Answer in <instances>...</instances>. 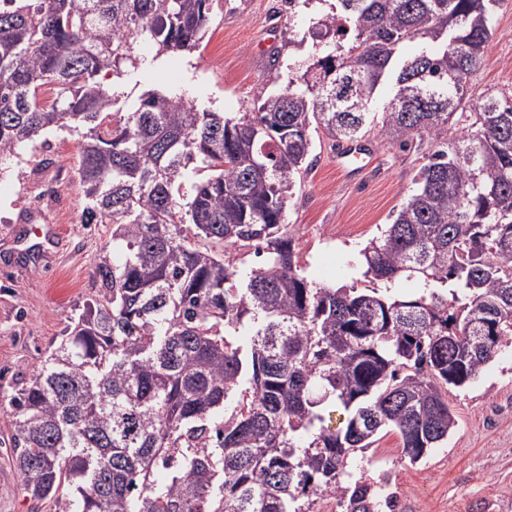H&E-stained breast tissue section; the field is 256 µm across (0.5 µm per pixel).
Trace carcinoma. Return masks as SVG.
I'll return each mask as SVG.
<instances>
[{
    "label": "carcinoma",
    "instance_id": "carcinoma-1",
    "mask_svg": "<svg viewBox=\"0 0 512 512\" xmlns=\"http://www.w3.org/2000/svg\"><path fill=\"white\" fill-rule=\"evenodd\" d=\"M504 2L336 0L288 87L227 117L160 91L120 106L140 45L194 52L212 0H0V158L53 127L81 132L84 223L112 225L122 254L100 251L103 297L9 399L31 498L54 512H313L299 500L328 494L341 512H395L371 479L344 482L354 455L393 432L420 462L457 426L448 387L512 342V100L466 96ZM383 82L381 139L417 136L427 162L359 251L367 285L318 286L288 199L313 133L361 137ZM450 125L463 135L448 142ZM227 247L266 261L240 274Z\"/></svg>",
    "mask_w": 512,
    "mask_h": 512
}]
</instances>
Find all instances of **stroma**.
<instances>
[{
  "instance_id": "stroma-1",
  "label": "stroma",
  "mask_w": 512,
  "mask_h": 512,
  "mask_svg": "<svg viewBox=\"0 0 512 512\" xmlns=\"http://www.w3.org/2000/svg\"><path fill=\"white\" fill-rule=\"evenodd\" d=\"M281 0H212L207 36L194 52L156 56L143 44L144 64L124 79L129 100L158 89L185 93L199 108L232 116L253 111L258 96L284 89L289 68L308 58L309 32L330 11L313 0L286 12ZM472 97L492 90L512 98V0L499 10L483 63L468 83ZM79 132L47 131L18 147L0 176V512H53L51 502L24 491L10 448L8 400L57 348L70 319L100 292L97 254L111 239L108 224H82L84 195L77 168ZM370 164L337 170L329 140L315 141L316 158L297 182L287 229L309 281L350 285L359 279L361 245L390 223L414 187L420 154L367 133ZM52 224L59 244L37 257L5 243L29 224ZM457 426L442 447L417 464L400 461L388 434L356 456L351 479L367 476L397 493L402 512H512V345L466 388L448 391Z\"/></svg>"
}]
</instances>
